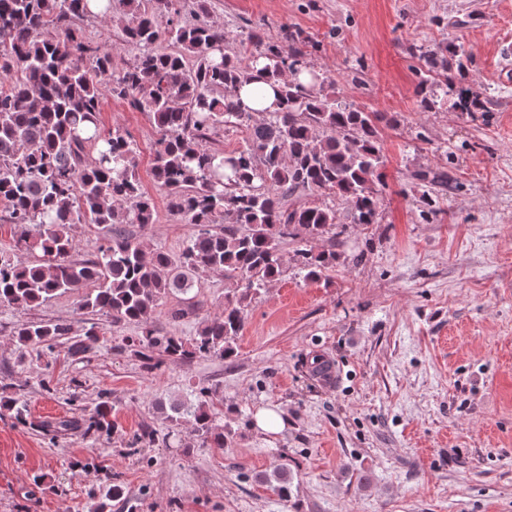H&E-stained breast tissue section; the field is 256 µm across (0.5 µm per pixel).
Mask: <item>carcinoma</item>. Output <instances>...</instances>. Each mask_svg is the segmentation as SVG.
Returning <instances> with one entry per match:
<instances>
[{
	"instance_id": "cac0c4a2",
	"label": "carcinoma",
	"mask_w": 512,
	"mask_h": 512,
	"mask_svg": "<svg viewBox=\"0 0 512 512\" xmlns=\"http://www.w3.org/2000/svg\"><path fill=\"white\" fill-rule=\"evenodd\" d=\"M196 3L187 23L179 0H0V221L29 226L17 247L32 257L20 265L0 252V307L40 306L79 293L81 309L138 327L132 345L148 370L159 366V355L185 363L235 355L250 300L282 274L284 241L317 240L336 227L334 207L287 208L288 198L327 194L351 207L355 223L377 222L382 126L391 123L329 93L330 77L304 65L300 32L283 30L294 44L285 51L255 28L248 34L255 53L241 59L220 52L224 26L211 20L208 0ZM102 11L126 18L123 41L135 53L121 68L106 47L83 34L84 20ZM418 52L440 65L443 77L421 83V107L432 109L437 90L455 86V105L472 111L461 46H448L441 57L424 46ZM259 63L270 82L292 71L303 74L307 86L280 85L278 111L254 122L234 90L251 80ZM103 84L150 114L162 132L153 178L169 211L196 226L176 258L122 230L154 223L156 203L142 190L134 143L117 128L101 127ZM229 126L246 127L248 138L244 148L226 153L216 137ZM77 224H90L102 236L89 259L74 257ZM336 259L333 250L296 251L308 278L321 277ZM215 273L237 284L225 294L221 313L189 340L158 335L161 301L176 291L191 293ZM69 332L65 323L40 321L18 326L14 336L28 348ZM98 335L90 326L71 354L85 353ZM212 393L203 388L172 404L167 419L192 424L201 444L222 448L232 431L211 412ZM110 412L108 402H99L88 428L110 430Z\"/></svg>"
}]
</instances>
